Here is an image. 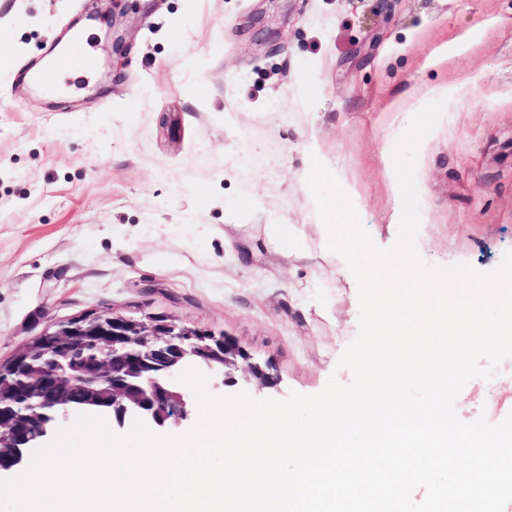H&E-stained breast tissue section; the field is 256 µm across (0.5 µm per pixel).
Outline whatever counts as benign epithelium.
<instances>
[{"mask_svg":"<svg viewBox=\"0 0 512 512\" xmlns=\"http://www.w3.org/2000/svg\"><path fill=\"white\" fill-rule=\"evenodd\" d=\"M44 335L56 337L62 353L51 359L55 370L34 383L40 391L67 382L70 359L85 351V336L103 344L105 352L85 361L81 369L96 375L105 387L72 402L45 396L35 400L30 382L1 385L0 445L13 453L9 464L0 463V472L20 466L25 451L51 437L58 418L69 413L98 408L112 417L117 430L137 417L158 428L179 424L189 415L190 396L176 377L189 365L222 374L226 386L237 383L239 372L259 389L275 384L269 365L253 360L233 336H216L166 316L82 315L54 323Z\"/></svg>","mask_w":512,"mask_h":512,"instance_id":"obj_1","label":"benign epithelium"}]
</instances>
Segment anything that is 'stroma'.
<instances>
[{"instance_id":"obj_1","label":"stroma","mask_w":512,"mask_h":512,"mask_svg":"<svg viewBox=\"0 0 512 512\" xmlns=\"http://www.w3.org/2000/svg\"><path fill=\"white\" fill-rule=\"evenodd\" d=\"M81 21L93 66L35 94L23 67ZM0 57V362L58 321L161 313L279 379L212 372L213 396L351 384L358 286L320 245L307 146L391 247L394 147L441 98L415 164L418 254L490 272L512 250V0H0ZM273 224L302 250L280 252ZM498 370L465 384L462 421L512 413V358Z\"/></svg>"}]
</instances>
